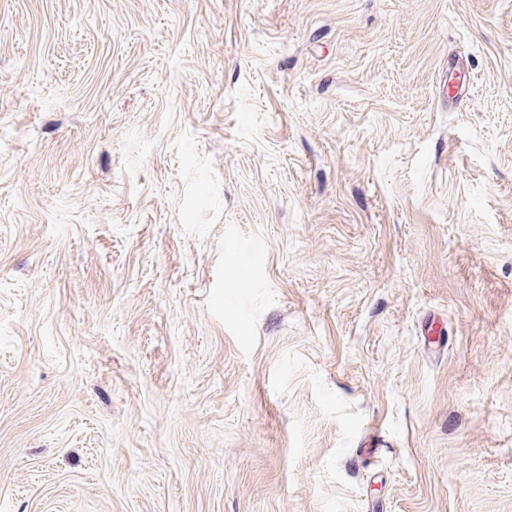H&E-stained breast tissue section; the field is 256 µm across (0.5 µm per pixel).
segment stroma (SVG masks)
<instances>
[{
	"instance_id": "35a3bbf8",
	"label": "stroma",
	"mask_w": 512,
	"mask_h": 512,
	"mask_svg": "<svg viewBox=\"0 0 512 512\" xmlns=\"http://www.w3.org/2000/svg\"><path fill=\"white\" fill-rule=\"evenodd\" d=\"M372 503L512 512V0H0V512Z\"/></svg>"
}]
</instances>
